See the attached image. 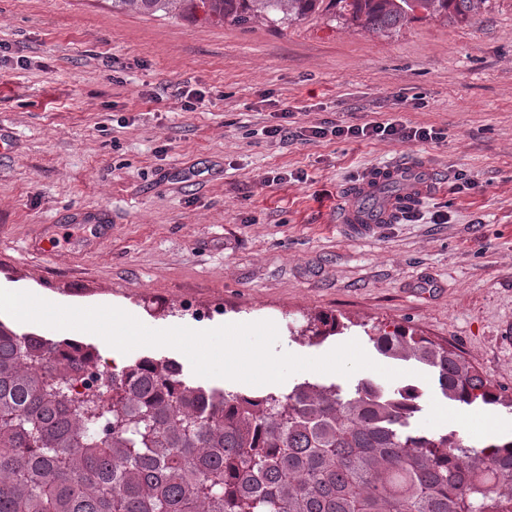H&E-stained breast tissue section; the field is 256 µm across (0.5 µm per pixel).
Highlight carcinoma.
<instances>
[{"instance_id":"cac0c4a2","label":"carcinoma","mask_w":512,"mask_h":512,"mask_svg":"<svg viewBox=\"0 0 512 512\" xmlns=\"http://www.w3.org/2000/svg\"><path fill=\"white\" fill-rule=\"evenodd\" d=\"M116 11L287 26L311 17L375 31L465 16L486 0H111ZM347 329L317 316L305 338ZM431 367L447 399L512 408L455 349L406 329L371 336ZM83 345L0 323V512H512V440L477 447L417 425L423 391L361 380L350 394L208 392L172 361L143 357L97 394Z\"/></svg>"}]
</instances>
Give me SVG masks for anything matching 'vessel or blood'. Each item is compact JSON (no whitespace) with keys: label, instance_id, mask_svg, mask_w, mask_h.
<instances>
[{"label":"vessel or blood","instance_id":"vessel-or-blood-1","mask_svg":"<svg viewBox=\"0 0 512 512\" xmlns=\"http://www.w3.org/2000/svg\"><path fill=\"white\" fill-rule=\"evenodd\" d=\"M392 181L400 184V192L387 201H379L380 190ZM430 184L428 172L416 164H393L370 171L353 183L341 221L354 232L370 234L376 225L389 222L396 209L415 205Z\"/></svg>","mask_w":512,"mask_h":512}]
</instances>
